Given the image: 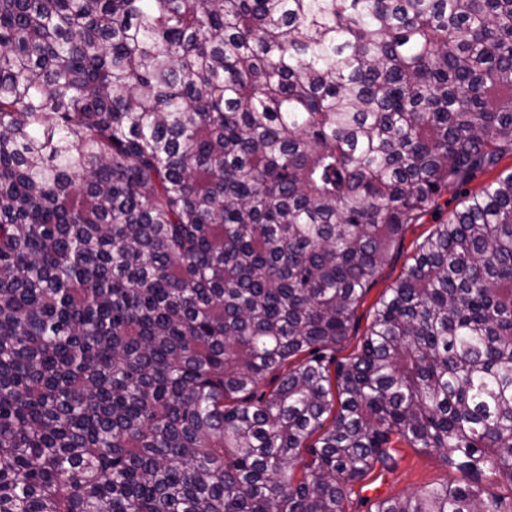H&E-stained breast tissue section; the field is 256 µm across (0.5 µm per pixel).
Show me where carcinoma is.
Listing matches in <instances>:
<instances>
[{"mask_svg":"<svg viewBox=\"0 0 512 512\" xmlns=\"http://www.w3.org/2000/svg\"><path fill=\"white\" fill-rule=\"evenodd\" d=\"M512 0H0V512H512ZM505 168H512V156L503 159L496 171L478 174L467 186L452 189L448 193H445L439 201V209L427 214L422 224H410L407 227L404 234L403 249L378 273L375 284L370 288L364 298L363 305L359 307L357 311V320L354 330L350 333L349 339L344 343L341 349L336 352L338 359L348 357L357 349L358 343L367 327L370 308L398 279L404 264L409 262L412 256L414 243L421 241L433 230L436 224H442L447 221L449 214L456 209H460L466 193L478 191L482 186L492 181L499 170ZM396 465L390 470L376 468L363 483L354 486L347 512H369L371 505L385 498H403L454 475L447 471L435 453L399 445Z\"/></svg>","mask_w":512,"mask_h":512,"instance_id":"carcinoma-1","label":"carcinoma"}]
</instances>
